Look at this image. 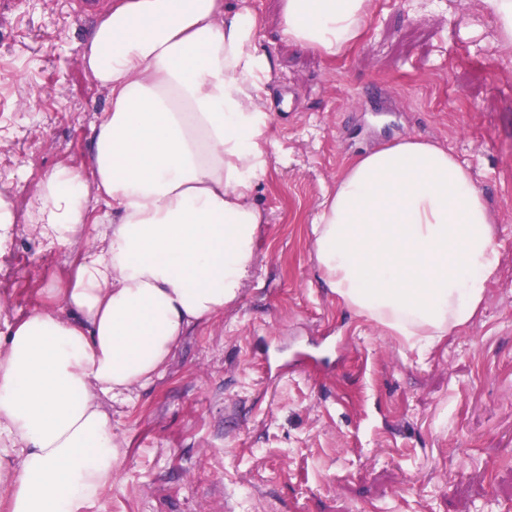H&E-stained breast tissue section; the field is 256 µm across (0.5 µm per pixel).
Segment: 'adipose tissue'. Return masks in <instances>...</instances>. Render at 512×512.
I'll list each match as a JSON object with an SVG mask.
<instances>
[{
	"instance_id": "adipose-tissue-1",
	"label": "adipose tissue",
	"mask_w": 512,
	"mask_h": 512,
	"mask_svg": "<svg viewBox=\"0 0 512 512\" xmlns=\"http://www.w3.org/2000/svg\"><path fill=\"white\" fill-rule=\"evenodd\" d=\"M373 0H279L284 41L329 61L363 38ZM255 17L231 0H113L81 63L108 92L89 172L39 184L51 248L89 239L42 302L0 330V502L79 512L111 488L120 453L105 402L132 404L183 336L223 316L254 268L271 115ZM112 220L97 230L90 200ZM322 283L410 348L461 332L500 274L484 190L416 137L351 160L320 203Z\"/></svg>"
}]
</instances>
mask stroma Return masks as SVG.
<instances>
[{"instance_id": "obj_1", "label": "stroma", "mask_w": 512, "mask_h": 512, "mask_svg": "<svg viewBox=\"0 0 512 512\" xmlns=\"http://www.w3.org/2000/svg\"><path fill=\"white\" fill-rule=\"evenodd\" d=\"M244 5L277 61L255 271L134 405L107 404L121 467L82 512H512V51L480 0H375L333 63L281 40L278 0ZM111 10L0 12V327L69 271L29 212L46 174L89 164L108 98L80 54ZM408 136L483 188L501 253L471 326L424 354L342 307L310 242L344 166Z\"/></svg>"}]
</instances>
